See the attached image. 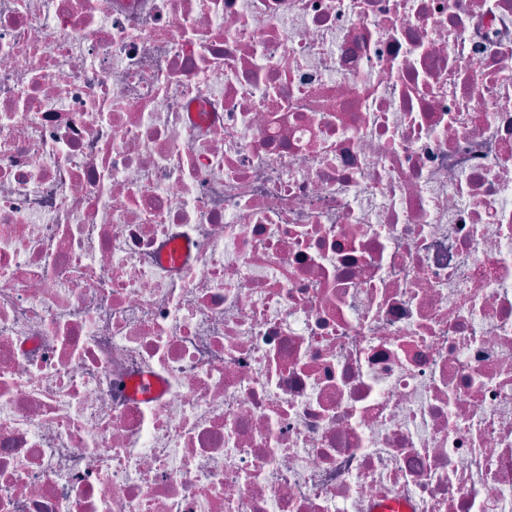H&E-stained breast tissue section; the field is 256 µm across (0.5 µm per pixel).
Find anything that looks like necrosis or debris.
<instances>
[{
    "label": "necrosis or debris",
    "instance_id": "1",
    "mask_svg": "<svg viewBox=\"0 0 512 512\" xmlns=\"http://www.w3.org/2000/svg\"><path fill=\"white\" fill-rule=\"evenodd\" d=\"M512 512V0H0V512Z\"/></svg>",
    "mask_w": 512,
    "mask_h": 512
}]
</instances>
